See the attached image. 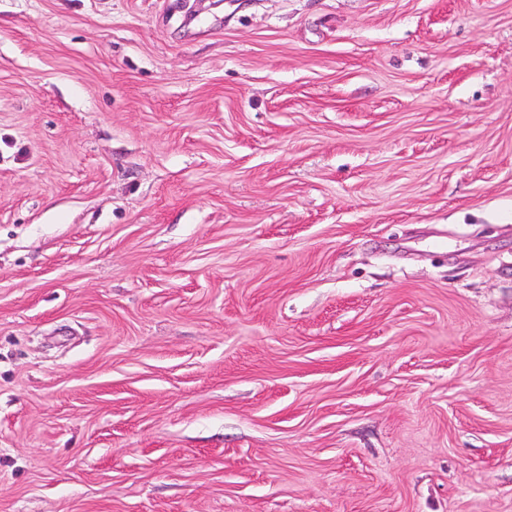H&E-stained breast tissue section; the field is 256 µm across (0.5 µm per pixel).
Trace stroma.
<instances>
[{
  "mask_svg": "<svg viewBox=\"0 0 512 512\" xmlns=\"http://www.w3.org/2000/svg\"><path fill=\"white\" fill-rule=\"evenodd\" d=\"M0 512H512V0H0Z\"/></svg>",
  "mask_w": 512,
  "mask_h": 512,
  "instance_id": "1",
  "label": "stroma"
}]
</instances>
